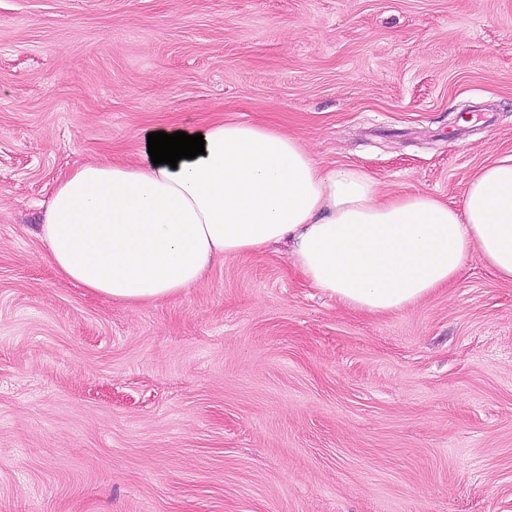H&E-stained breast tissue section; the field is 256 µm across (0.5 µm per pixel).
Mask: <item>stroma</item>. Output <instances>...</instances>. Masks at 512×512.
<instances>
[{"instance_id": "obj_1", "label": "stroma", "mask_w": 512, "mask_h": 512, "mask_svg": "<svg viewBox=\"0 0 512 512\" xmlns=\"http://www.w3.org/2000/svg\"><path fill=\"white\" fill-rule=\"evenodd\" d=\"M221 119L461 206L512 151V0H0V512H512V282L478 254L383 314L282 247L140 304L49 264L64 174Z\"/></svg>"}]
</instances>
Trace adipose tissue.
<instances>
[{
	"label": "adipose tissue",
	"mask_w": 512,
	"mask_h": 512,
	"mask_svg": "<svg viewBox=\"0 0 512 512\" xmlns=\"http://www.w3.org/2000/svg\"><path fill=\"white\" fill-rule=\"evenodd\" d=\"M205 152L177 167L99 162L69 171L38 236L65 280L126 302L192 287L216 260L288 244L306 281L347 307L413 305L478 253L512 282V152L471 178L461 207L382 195L362 168H325L274 127H201Z\"/></svg>",
	"instance_id": "ef3b65f1"
}]
</instances>
